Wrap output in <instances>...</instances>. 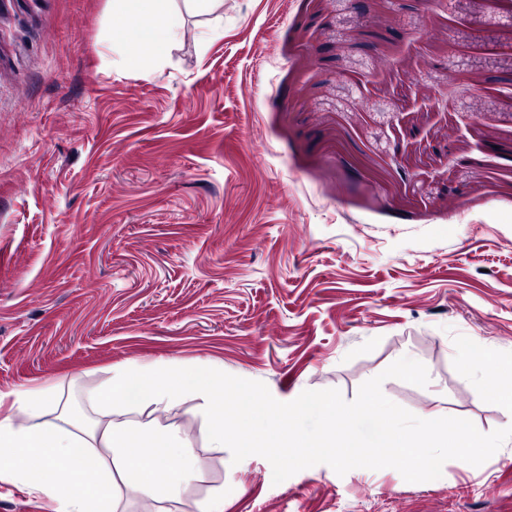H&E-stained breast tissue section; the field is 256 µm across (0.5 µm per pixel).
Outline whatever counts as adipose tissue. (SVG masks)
<instances>
[{
	"instance_id": "adipose-tissue-1",
	"label": "adipose tissue",
	"mask_w": 512,
	"mask_h": 512,
	"mask_svg": "<svg viewBox=\"0 0 512 512\" xmlns=\"http://www.w3.org/2000/svg\"><path fill=\"white\" fill-rule=\"evenodd\" d=\"M170 2L112 0L113 8L138 20L136 27L113 29V45L122 49L144 47L157 60H164L168 46L182 33L181 21ZM186 391L202 399L204 410L224 404L223 395L213 393L205 378L192 377L179 387L156 378L149 366L129 363L93 398L95 406L109 417L103 430L78 434L45 418L42 405L48 388L16 393V402L27 408L32 423L17 429L0 421V473L28 481L32 491L47 494L55 504L54 512H119L123 499L137 496L151 498L159 504L157 512H167L166 503L178 500L199 480V457L192 443L176 431L133 424L126 416L144 402L151 404L156 414H167ZM275 414L288 422L289 433L299 447L322 455L335 451V417L318 397L311 395L282 410L265 403L244 402L241 424L231 431L224 429L222 420L210 418L208 444L248 453L256 430ZM448 426L447 415L439 411L409 422L389 407L376 417L365 413L353 417L346 445L357 448L366 442L382 452L397 453L421 469L431 467L441 454L467 456L478 467L496 446L494 440L472 438L462 426L456 435H449ZM170 453L182 461L181 468L174 472L161 464L162 455ZM62 457L70 459L68 468L58 467Z\"/></svg>"
}]
</instances>
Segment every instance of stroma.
I'll use <instances>...</instances> for the list:
<instances>
[{
    "label": "stroma",
    "mask_w": 512,
    "mask_h": 512,
    "mask_svg": "<svg viewBox=\"0 0 512 512\" xmlns=\"http://www.w3.org/2000/svg\"><path fill=\"white\" fill-rule=\"evenodd\" d=\"M224 0L164 62L114 53L111 0H0V393L47 385L69 430L136 360L287 406L436 408L477 435L512 409L460 359L512 366V0ZM467 75L475 92L418 110ZM478 113L486 147L461 128ZM453 143L452 157L436 142ZM412 354L420 378L396 371ZM202 401L135 420L196 448L198 512H512V443L480 468L374 448L208 445ZM0 480V512H53Z\"/></svg>",
    "instance_id": "obj_1"
}]
</instances>
